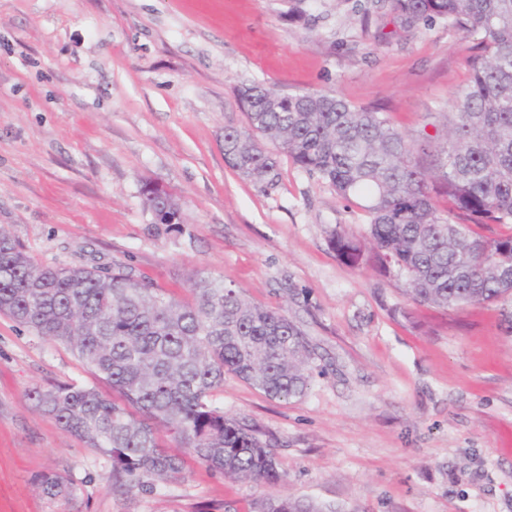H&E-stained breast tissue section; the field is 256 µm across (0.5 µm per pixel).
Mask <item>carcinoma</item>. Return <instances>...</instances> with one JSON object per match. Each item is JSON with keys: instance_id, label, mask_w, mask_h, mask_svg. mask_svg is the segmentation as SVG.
Masks as SVG:
<instances>
[{"instance_id": "carcinoma-1", "label": "carcinoma", "mask_w": 512, "mask_h": 512, "mask_svg": "<svg viewBox=\"0 0 512 512\" xmlns=\"http://www.w3.org/2000/svg\"><path fill=\"white\" fill-rule=\"evenodd\" d=\"M398 26L437 21L477 42L471 78L445 115L442 140L418 142L385 113L329 93L284 95L260 84L237 88L246 126L224 127V161L267 188L278 154L354 199L367 217L357 236L336 226L330 247L344 264H369L406 282L416 303L448 311L512 298V0H388ZM448 195L438 209L433 188ZM156 224L183 223L169 192L143 191ZM181 303L123 263L51 267L35 263L0 229V314L51 343L67 345L119 401L93 387H34L27 397L64 430L112 462L113 483L142 487L179 475L183 460L160 444L156 426L228 477L280 480L270 445L224 413L213 393L229 372L274 399L303 396L315 352L287 315L253 304L224 282L199 277ZM49 500H70L74 483L36 479ZM255 512H325L314 502L261 499Z\"/></svg>"}]
</instances>
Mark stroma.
<instances>
[{"label": "stroma", "mask_w": 512, "mask_h": 512, "mask_svg": "<svg viewBox=\"0 0 512 512\" xmlns=\"http://www.w3.org/2000/svg\"><path fill=\"white\" fill-rule=\"evenodd\" d=\"M0 0V229L44 266L117 261L181 301L223 280L297 323L316 358L306 394L273 399L233 374L214 395L270 444L276 484L187 458L154 488L36 409L28 390L97 386L64 344L0 316V512H250L293 496L333 512H512V301L449 312L403 281L343 264L328 232L357 204L280 159L275 187L224 161L245 126L236 89L321 91L388 113L412 139L442 114L480 49L436 22L401 29L386 0ZM174 193L154 223L142 189ZM53 472L77 485L51 502ZM42 494L49 500H71L77 494L74 483L54 473L40 474L36 479Z\"/></svg>", "instance_id": "stroma-1"}]
</instances>
